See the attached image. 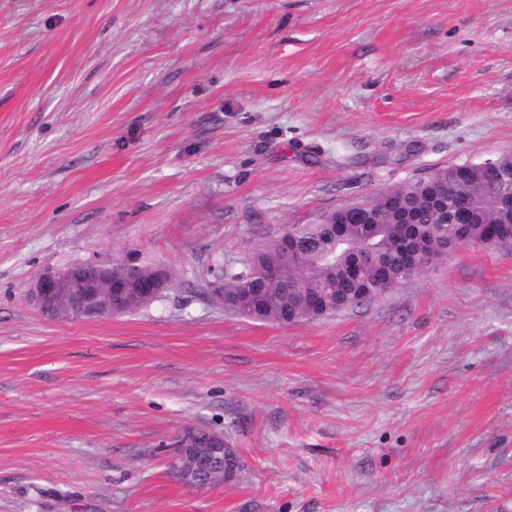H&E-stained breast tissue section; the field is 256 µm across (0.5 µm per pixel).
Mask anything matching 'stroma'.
Returning a JSON list of instances; mask_svg holds the SVG:
<instances>
[{
    "instance_id": "stroma-1",
    "label": "stroma",
    "mask_w": 512,
    "mask_h": 512,
    "mask_svg": "<svg viewBox=\"0 0 512 512\" xmlns=\"http://www.w3.org/2000/svg\"><path fill=\"white\" fill-rule=\"evenodd\" d=\"M512 152V0H0V512H512V246L283 327L212 271ZM171 275L98 321L44 265ZM223 434L237 478L178 484Z\"/></svg>"
}]
</instances>
